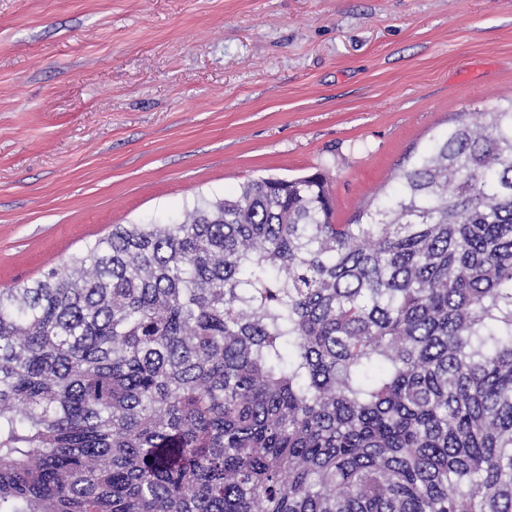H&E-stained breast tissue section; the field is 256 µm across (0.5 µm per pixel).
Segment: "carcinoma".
Returning <instances> with one entry per match:
<instances>
[{
  "instance_id": "obj_1",
  "label": "carcinoma",
  "mask_w": 512,
  "mask_h": 512,
  "mask_svg": "<svg viewBox=\"0 0 512 512\" xmlns=\"http://www.w3.org/2000/svg\"><path fill=\"white\" fill-rule=\"evenodd\" d=\"M334 214L251 179L0 288V512H512V98Z\"/></svg>"
}]
</instances>
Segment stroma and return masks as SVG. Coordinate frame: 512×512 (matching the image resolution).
Returning a JSON list of instances; mask_svg holds the SVG:
<instances>
[{
    "mask_svg": "<svg viewBox=\"0 0 512 512\" xmlns=\"http://www.w3.org/2000/svg\"><path fill=\"white\" fill-rule=\"evenodd\" d=\"M512 95V0H0V288L323 169L345 224Z\"/></svg>",
    "mask_w": 512,
    "mask_h": 512,
    "instance_id": "obj_1",
    "label": "stroma"
}]
</instances>
